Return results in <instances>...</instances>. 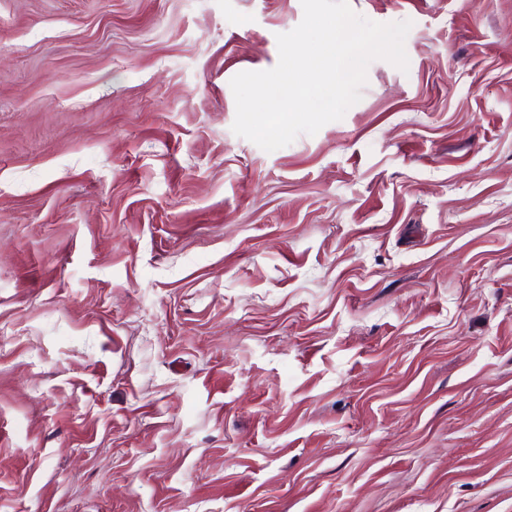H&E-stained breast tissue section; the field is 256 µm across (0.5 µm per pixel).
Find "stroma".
I'll return each mask as SVG.
<instances>
[{
    "instance_id": "1",
    "label": "stroma",
    "mask_w": 512,
    "mask_h": 512,
    "mask_svg": "<svg viewBox=\"0 0 512 512\" xmlns=\"http://www.w3.org/2000/svg\"><path fill=\"white\" fill-rule=\"evenodd\" d=\"M349 4L268 153L300 0H0V512H512V0Z\"/></svg>"
}]
</instances>
